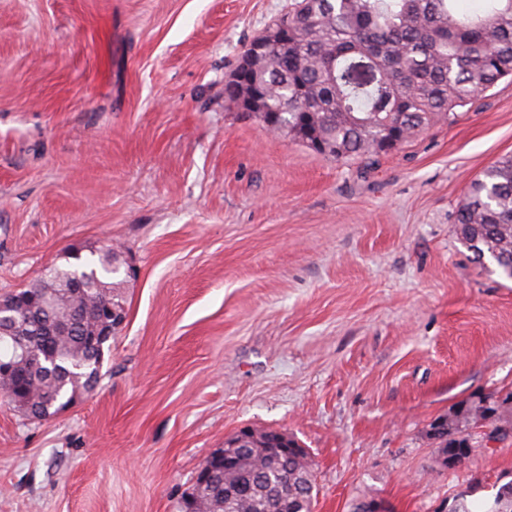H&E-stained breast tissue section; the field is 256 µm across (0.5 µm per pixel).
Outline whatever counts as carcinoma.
Wrapping results in <instances>:
<instances>
[{"mask_svg": "<svg viewBox=\"0 0 512 512\" xmlns=\"http://www.w3.org/2000/svg\"><path fill=\"white\" fill-rule=\"evenodd\" d=\"M460 0H295L273 26L298 28L286 46H272L248 66L257 72L263 96L248 85L224 83V100L263 110L276 109L271 130L288 135L319 154L338 160L371 158L408 138L451 119L506 77H512V0H485L481 11L463 12ZM455 224L460 242L474 262L492 260L512 281V156L484 169L470 184ZM67 265H53L55 303L39 312L29 347L53 345L62 373L53 378L19 364L6 383L39 405L52 396L87 391L90 373L101 375L107 342L91 349L86 336L98 327L104 301L123 304L124 263L106 249L84 258L68 254ZM78 274L92 291L68 288ZM446 424L430 426L439 444L440 466L451 468L457 449L483 451L470 430L487 425L501 439L512 433V404L488 417L473 397L443 415ZM309 454L284 460L254 448H240L237 463L224 471L213 459V482L197 480L180 512H310L317 499ZM448 512H512V478L493 486L475 503L452 499Z\"/></svg>", "mask_w": 512, "mask_h": 512, "instance_id": "1", "label": "carcinoma"}]
</instances>
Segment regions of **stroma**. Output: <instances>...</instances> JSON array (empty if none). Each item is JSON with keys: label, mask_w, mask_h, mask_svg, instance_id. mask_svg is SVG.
<instances>
[{"label": "stroma", "mask_w": 512, "mask_h": 512, "mask_svg": "<svg viewBox=\"0 0 512 512\" xmlns=\"http://www.w3.org/2000/svg\"><path fill=\"white\" fill-rule=\"evenodd\" d=\"M291 0H0V296L121 247L125 321L93 395L0 399V512H176L240 427L311 456L316 512H448L512 439L438 470L427 429L512 389V282L455 214L512 155V80L373 159L336 160L224 102Z\"/></svg>", "instance_id": "35a3bbf8"}]
</instances>
